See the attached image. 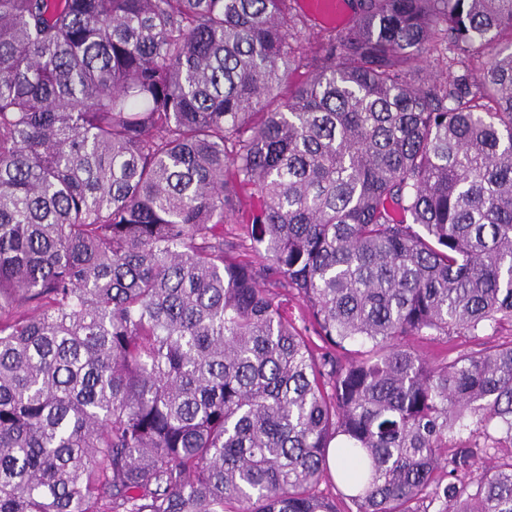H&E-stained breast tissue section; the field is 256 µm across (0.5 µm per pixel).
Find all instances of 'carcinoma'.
Here are the masks:
<instances>
[{"instance_id":"cac0c4a2","label":"carcinoma","mask_w":512,"mask_h":512,"mask_svg":"<svg viewBox=\"0 0 512 512\" xmlns=\"http://www.w3.org/2000/svg\"><path fill=\"white\" fill-rule=\"evenodd\" d=\"M355 2L0 0V512H512V0ZM309 26L298 25L299 33L296 39L291 40L292 47L295 49L297 69L291 74L290 85L297 83L306 77L312 71L314 59L319 55L322 45L333 41L338 44L345 35V25H323L308 22ZM448 56H452V54L444 50L425 54L413 73L414 78L417 81L428 80L432 76L444 72L448 67ZM412 342L422 355L429 359H434L444 353L446 349L456 352L470 347L475 343V339L472 336L454 334L453 336H448V339L444 338L432 343H426L425 341L416 339Z\"/></svg>"}]
</instances>
